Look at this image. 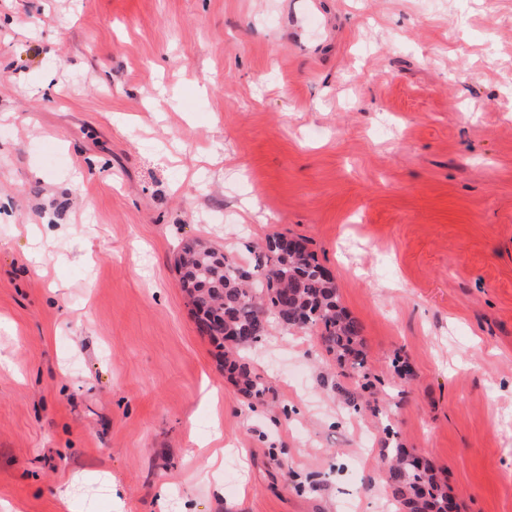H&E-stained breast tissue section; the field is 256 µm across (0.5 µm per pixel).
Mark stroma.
I'll return each instance as SVG.
<instances>
[{"label": "stroma", "mask_w": 512, "mask_h": 512, "mask_svg": "<svg viewBox=\"0 0 512 512\" xmlns=\"http://www.w3.org/2000/svg\"><path fill=\"white\" fill-rule=\"evenodd\" d=\"M279 232L377 412L311 333L250 351L255 406L200 334L177 245ZM387 422L512 512V0H0V502L382 512Z\"/></svg>", "instance_id": "35a3bbf8"}]
</instances>
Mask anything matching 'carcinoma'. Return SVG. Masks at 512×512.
Returning a JSON list of instances; mask_svg holds the SVG:
<instances>
[{
  "mask_svg": "<svg viewBox=\"0 0 512 512\" xmlns=\"http://www.w3.org/2000/svg\"><path fill=\"white\" fill-rule=\"evenodd\" d=\"M250 254L241 262L192 240L175 257L198 329L224 349V368L240 393L251 402L264 401L269 385L245 353L280 326L314 334L321 353L346 367L354 388L337 387L345 408L359 414L371 406L379 378L368 372L362 326L340 306L335 280L325 276L315 254L305 244L288 247L281 234ZM384 473L395 512H445L447 486L434 468L416 464L395 437L386 449Z\"/></svg>",
  "mask_w": 512,
  "mask_h": 512,
  "instance_id": "obj_1",
  "label": "carcinoma"
}]
</instances>
